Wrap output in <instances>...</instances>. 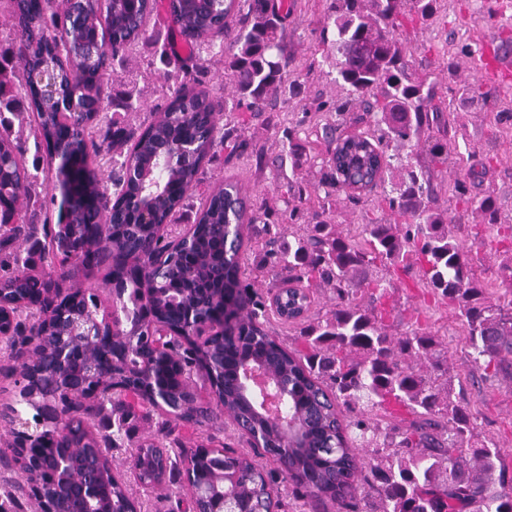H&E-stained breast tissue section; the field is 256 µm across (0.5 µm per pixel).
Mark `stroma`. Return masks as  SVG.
Returning a JSON list of instances; mask_svg holds the SVG:
<instances>
[{"label": "stroma", "mask_w": 512, "mask_h": 512, "mask_svg": "<svg viewBox=\"0 0 512 512\" xmlns=\"http://www.w3.org/2000/svg\"><path fill=\"white\" fill-rule=\"evenodd\" d=\"M327 7L326 0H294L284 23L291 57L290 88L280 89L266 112H235L226 127L228 139L247 140L248 152L237 156L225 150L217 152L207 167L208 178L237 183L253 205L284 210L289 183H318L323 175L322 161L328 154L323 137L325 123L335 122L344 136L362 135L371 128L370 118L362 108H350L337 117L316 109V96L331 100L344 95L325 61L329 47L320 39ZM395 35L413 50L408 59L409 73L428 79L433 102L442 107L453 99L456 85L475 75L469 57L461 54V47L479 52L481 42L490 36L512 51V11L500 12L498 0H445L431 24H423L413 14L401 16ZM300 119L305 122V134L299 139V166L277 168L275 159L281 149L282 130ZM430 134L456 145L460 152L475 154L478 166L466 178L470 194L494 193L504 209L512 210V83H481L473 104L461 106L457 115H440ZM258 152L264 154V164H257L254 155ZM408 161L431 181L436 207L447 210L455 236L470 249L474 268L489 288V301L497 302L508 290L499 269L512 255L491 251L484 245L477 234L475 215L453 196L456 164L434 157L425 145L415 149ZM330 210L334 223L354 233L369 222L400 221L379 187L354 199L337 195ZM390 302L395 306L390 319L393 333L419 326L447 341L448 363L462 378L463 398L476 425L475 438L498 444L502 464L512 477V378L504 375L493 381H472V362L462 347L464 326L451 306L435 301L411 277L403 275L394 280Z\"/></svg>", "instance_id": "stroma-1"}]
</instances>
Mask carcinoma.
Segmentation results:
<instances>
[{
    "instance_id": "cac0c4a2",
    "label": "carcinoma",
    "mask_w": 512,
    "mask_h": 512,
    "mask_svg": "<svg viewBox=\"0 0 512 512\" xmlns=\"http://www.w3.org/2000/svg\"><path fill=\"white\" fill-rule=\"evenodd\" d=\"M442 0H330L323 41L329 44L335 82L346 98L317 105L322 112H345L354 105L378 109L379 136L371 155L386 158L400 178L386 195L403 224H365L360 237L332 223L319 206L313 224L283 234L279 226L295 218L311 198L299 184L279 213L248 204L239 186H204L205 167L224 148L219 115L244 106L263 112L288 75L291 63L283 41L286 0H167L169 29L181 47L154 39V55L164 66L158 93L162 103L144 110L134 94L137 73L129 67L147 39L148 18L158 0H0L12 18L9 54L0 52V314L11 325L4 362L18 361L21 346L36 339L45 349L70 333V319L93 291L85 281L108 264L123 314L121 350L136 366L154 358L166 387L162 397L143 395L131 381L125 389L104 385L95 400L74 390L63 403L64 441L43 445L83 448L94 456L126 448L139 482L175 487L187 448L181 427L201 426L227 416L249 451L195 457L204 478L221 470L232 477L224 489V512H281L282 500L260 460L280 465L282 482L299 504L329 500L336 512H512V479L498 467L494 443L476 448L474 423L449 375L448 344L421 328L390 331L385 299L389 276L416 270L438 301L455 305L465 326L469 357L484 381L512 376V297L491 303L476 276L468 249L448 224V213L432 210L434 189L423 174L404 163L402 150L421 143L434 121L430 90L407 72L408 49L395 37L398 17L407 11L428 21ZM236 13L242 26L231 32ZM224 58V78L234 97L224 105L202 87L204 63ZM53 67L61 97L49 100L32 84V74ZM123 88L107 95L105 83ZM380 90L383 101L366 97ZM297 126L283 129L281 154L295 158ZM32 137L35 159L48 168H28L20 140ZM188 145L185 160L163 163V150ZM393 153H387L388 148ZM66 156L64 167L54 164ZM69 189L67 222L35 224L31 214L54 203L52 187ZM322 185L348 191L340 166L329 165ZM459 198L481 219L491 244L512 243V219L504 222L491 193L470 196L461 182ZM201 193L194 224L179 228L190 196ZM262 225L255 271L271 276L284 321L302 319L300 346L291 349L270 328L263 296L243 280V227ZM75 251L70 265L58 256ZM70 282L69 305L48 319L41 304L45 282ZM327 288L336 303L309 322L310 286ZM147 293L152 322L174 325L188 317L210 320L229 312L238 333L214 339L191 355L184 341H166L156 352L150 323L143 320L138 292ZM224 367L217 403L197 399V378ZM257 366L277 379L288 400L284 415L300 436L282 432L262 416L252 396L241 390L240 374ZM410 418L387 422L392 407ZM159 410L165 436L133 437L138 413ZM113 507L124 512L132 497L122 482L112 484Z\"/></svg>"
}]
</instances>
